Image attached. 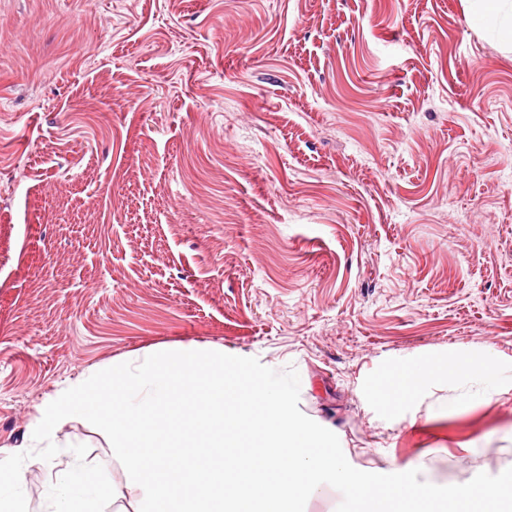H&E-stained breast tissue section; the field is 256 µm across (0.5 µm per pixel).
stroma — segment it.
I'll list each match as a JSON object with an SVG mask.
<instances>
[{"label":"stroma","instance_id":"1","mask_svg":"<svg viewBox=\"0 0 512 512\" xmlns=\"http://www.w3.org/2000/svg\"><path fill=\"white\" fill-rule=\"evenodd\" d=\"M300 376L359 470L512 468V395L370 397L415 360L512 383V49L463 0H0V457L38 406L145 348ZM23 489L44 512L80 417ZM499 371L498 361L489 355L470 358L448 356L442 359L415 361L396 376L381 379L374 386L372 396L380 406L397 414L395 422H406L411 427L417 424V419L414 414L407 415L404 405L418 398L430 387L449 380L478 379L483 383L482 390L476 397L466 395L465 401L467 406H479L508 391L498 382ZM397 398L406 401L398 404Z\"/></svg>","mask_w":512,"mask_h":512}]
</instances>
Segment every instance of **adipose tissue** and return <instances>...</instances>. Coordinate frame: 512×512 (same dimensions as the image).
I'll return each instance as SVG.
<instances>
[{
  "label": "adipose tissue",
  "mask_w": 512,
  "mask_h": 512,
  "mask_svg": "<svg viewBox=\"0 0 512 512\" xmlns=\"http://www.w3.org/2000/svg\"><path fill=\"white\" fill-rule=\"evenodd\" d=\"M500 366L489 355L462 358L451 356L442 359L421 360L410 363L396 376L381 379L373 388L372 396L380 406L393 410L397 422L416 425L415 415L406 413L404 402L418 398L430 387L450 380L473 378L483 384L478 395L467 396L466 402L479 406L491 402L502 394L498 382Z\"/></svg>",
  "instance_id": "ef3b65f1"
}]
</instances>
